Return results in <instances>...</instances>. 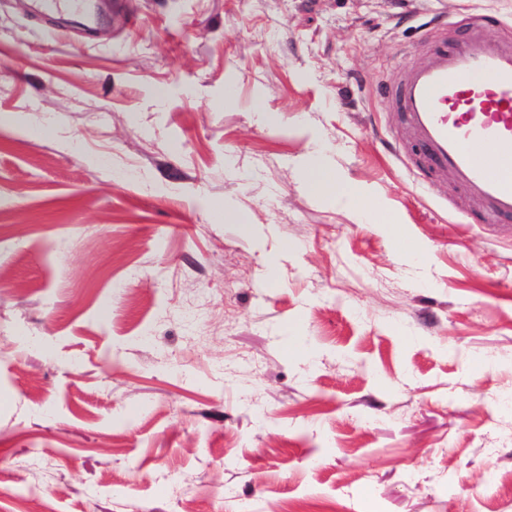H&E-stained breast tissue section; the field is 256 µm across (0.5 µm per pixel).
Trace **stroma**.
Here are the masks:
<instances>
[{"label":"stroma","instance_id":"35a3bbf8","mask_svg":"<svg viewBox=\"0 0 512 512\" xmlns=\"http://www.w3.org/2000/svg\"><path fill=\"white\" fill-rule=\"evenodd\" d=\"M109 3L0 0V512H512V223L384 94L512 0ZM314 134L395 229L302 188Z\"/></svg>","mask_w":512,"mask_h":512}]
</instances>
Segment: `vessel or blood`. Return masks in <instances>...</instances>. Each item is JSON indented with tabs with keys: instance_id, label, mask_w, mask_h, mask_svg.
<instances>
[{
	"instance_id": "obj_1",
	"label": "vessel or blood",
	"mask_w": 512,
	"mask_h": 512,
	"mask_svg": "<svg viewBox=\"0 0 512 512\" xmlns=\"http://www.w3.org/2000/svg\"><path fill=\"white\" fill-rule=\"evenodd\" d=\"M429 63L398 70L391 87L425 171L479 202L485 223L512 218V41L488 38L468 20L462 33L427 40ZM490 87L477 84L479 76Z\"/></svg>"
}]
</instances>
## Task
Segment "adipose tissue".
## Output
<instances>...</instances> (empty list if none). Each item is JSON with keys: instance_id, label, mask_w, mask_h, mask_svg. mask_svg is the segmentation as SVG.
<instances>
[{"instance_id": "adipose-tissue-1", "label": "adipose tissue", "mask_w": 512, "mask_h": 512, "mask_svg": "<svg viewBox=\"0 0 512 512\" xmlns=\"http://www.w3.org/2000/svg\"><path fill=\"white\" fill-rule=\"evenodd\" d=\"M303 188L319 198H333L346 205L357 223L396 224L397 218L385 199L369 188L351 185L337 170L335 163L320 142L297 162Z\"/></svg>"}]
</instances>
